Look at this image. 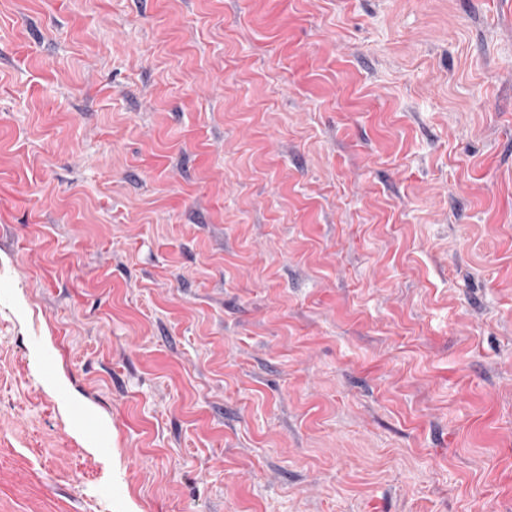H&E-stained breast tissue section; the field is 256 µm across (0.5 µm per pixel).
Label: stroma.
I'll return each mask as SVG.
<instances>
[{
    "mask_svg": "<svg viewBox=\"0 0 512 512\" xmlns=\"http://www.w3.org/2000/svg\"><path fill=\"white\" fill-rule=\"evenodd\" d=\"M0 512H512V0H0Z\"/></svg>",
    "mask_w": 512,
    "mask_h": 512,
    "instance_id": "stroma-1",
    "label": "stroma"
}]
</instances>
